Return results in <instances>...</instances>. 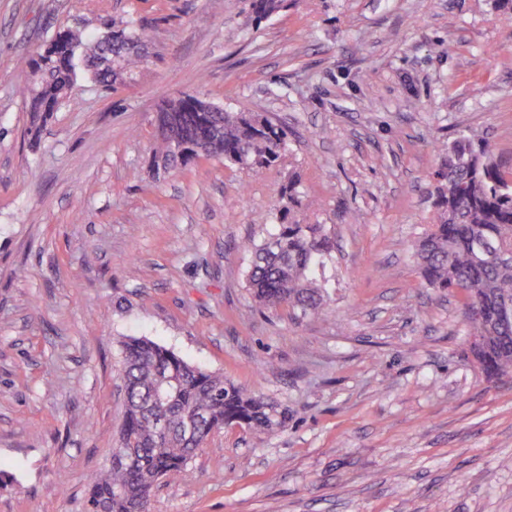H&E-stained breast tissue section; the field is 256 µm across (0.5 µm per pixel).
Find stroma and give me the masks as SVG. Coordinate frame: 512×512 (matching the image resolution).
<instances>
[{"label": "stroma", "instance_id": "obj_1", "mask_svg": "<svg viewBox=\"0 0 512 512\" xmlns=\"http://www.w3.org/2000/svg\"><path fill=\"white\" fill-rule=\"evenodd\" d=\"M135 23L142 68L28 135L21 61L55 32ZM196 93L285 128L254 176L163 171L159 113ZM472 132L512 167V11L498 0H0V512H85L124 415L121 342L145 336L288 412L214 432L153 512H512V374L468 355L463 299L413 245ZM329 225L330 311L253 307L242 241L280 188Z\"/></svg>", "mask_w": 512, "mask_h": 512}]
</instances>
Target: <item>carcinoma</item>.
I'll return each mask as SVG.
<instances>
[{
	"instance_id": "obj_1",
	"label": "carcinoma",
	"mask_w": 512,
	"mask_h": 512,
	"mask_svg": "<svg viewBox=\"0 0 512 512\" xmlns=\"http://www.w3.org/2000/svg\"><path fill=\"white\" fill-rule=\"evenodd\" d=\"M286 0H252L255 23L269 18L266 5ZM148 38L134 24L107 29L90 38L68 28L49 38L28 59L29 80L21 89L38 121L70 98L79 76L110 89L145 61ZM288 150V132L251 112L185 110L172 116L170 133L158 136L154 161L164 169L186 167L201 158L223 159L256 173L277 163ZM446 169V188L437 201L436 219L415 245L426 284L454 288L464 297V325L477 341L481 366L489 379L512 372V259L500 254L512 245V168L495 158L490 142L462 134L438 146ZM299 183L282 187L285 204L274 213L278 229L260 242L241 245L251 255L247 282L253 301L264 310L287 308L297 316L327 311L326 269L335 245L324 224L300 216ZM120 372L126 387L119 447L134 455L128 466L115 455L87 490L85 512H149L159 480L187 476L188 464L208 437L226 426H245L273 435L288 423V413L224 375L203 370L146 337L122 342ZM168 421L162 433L158 420ZM196 419L187 435L182 426Z\"/></svg>"
}]
</instances>
